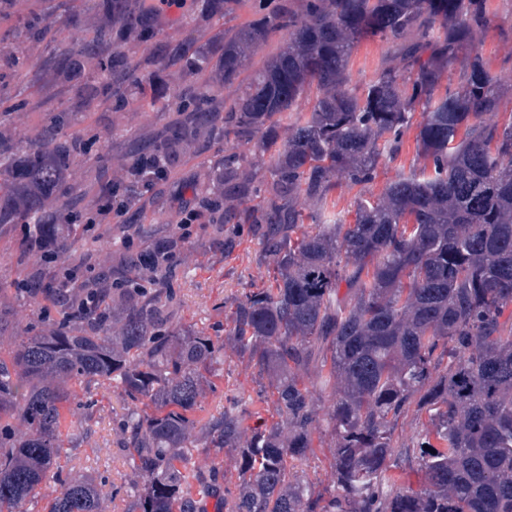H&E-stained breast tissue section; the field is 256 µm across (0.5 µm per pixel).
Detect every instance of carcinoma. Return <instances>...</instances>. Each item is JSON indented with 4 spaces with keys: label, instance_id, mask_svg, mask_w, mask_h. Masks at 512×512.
<instances>
[{
    "label": "carcinoma",
    "instance_id": "obj_1",
    "mask_svg": "<svg viewBox=\"0 0 512 512\" xmlns=\"http://www.w3.org/2000/svg\"><path fill=\"white\" fill-rule=\"evenodd\" d=\"M241 0H208L231 16ZM243 27L229 28L198 55L162 43L169 66L197 88L172 103L174 116L149 143L177 162L200 143L224 140L206 190L230 205L212 244L229 256L246 235L259 246L262 286L224 303V336L172 316L180 264L155 269L162 288H141L112 308V321L70 302L41 271L21 296L54 310L52 329L0 350V512H21L63 449L69 384L109 382L128 411L117 420L132 465L127 512H512V65L494 72L475 43L496 23L492 0H273ZM108 19L90 42L73 40L52 68L87 78L89 95L123 107L126 90L152 80L130 51L114 47L154 35L148 0H94ZM282 35L233 97L249 60ZM24 36L55 42L52 22L34 17ZM391 46L363 89L349 59L363 41ZM458 65L457 81L443 84ZM24 76L15 50L0 51V80ZM315 92L312 110L301 101ZM421 115L417 165L376 196L366 189L396 162ZM63 111L35 139L0 134V233L21 230L30 247L66 260L75 251L70 209L50 201L94 170L95 206L107 187L135 198L136 163L91 153L63 133ZM360 188L353 221L330 210L340 186ZM112 273L135 278L121 256ZM254 370L258 407L224 394L199 419L201 399L224 349ZM425 419L410 440L399 429ZM329 438L331 482L309 473L314 439ZM237 463L226 480L224 454ZM415 474L420 487L397 484ZM48 512H100L91 478L55 475Z\"/></svg>",
    "mask_w": 512,
    "mask_h": 512
}]
</instances>
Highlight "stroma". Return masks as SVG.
Returning a JSON list of instances; mask_svg holds the SVG:
<instances>
[{"label":"stroma","instance_id":"35a3bbf8","mask_svg":"<svg viewBox=\"0 0 512 512\" xmlns=\"http://www.w3.org/2000/svg\"><path fill=\"white\" fill-rule=\"evenodd\" d=\"M56 0H12L4 17L0 18V48L18 50L28 67L24 81L13 82L7 88L9 126L35 137L58 112H73L68 131L85 137H95L96 149L107 150L113 159L125 156L130 145L150 140L168 122L169 103L177 92L189 85L182 73H164V94L151 99L129 96L125 111L114 112L106 103L85 98L75 88L65 85L49 66L51 54L57 53L58 43L38 45L19 39L18 33L31 15L39 13L55 22H63ZM159 39L188 42L207 48L211 37L224 28V21L215 18L195 21L188 14L172 11L154 21ZM224 154V143L213 140L194 155L182 161L170 178L155 190L141 196L126 216L132 224L163 217L175 223L178 198L187 179L203 180L211 163ZM212 228L201 225L192 239L194 253L181 266L179 302L175 307L177 320L197 328L208 329L223 324L224 302L239 295L251 281L259 279L256 258L258 246L251 238H243L232 257L210 248ZM18 233L0 237V308L17 307L14 288L25 272L18 261ZM225 364L216 384V393L206 395L202 406L205 413L216 412L224 396L234 393L243 399L254 398L257 391L252 369L238 361L232 352H225ZM98 406L90 420L69 423L64 427L67 446L60 458L64 470L107 481L108 485L125 486L132 474L127 458L119 451L120 432L114 419L126 411L118 391L108 385H91Z\"/></svg>","mask_w":512,"mask_h":512}]
</instances>
